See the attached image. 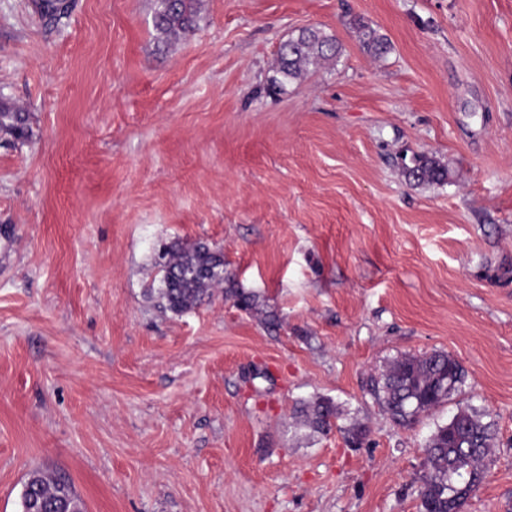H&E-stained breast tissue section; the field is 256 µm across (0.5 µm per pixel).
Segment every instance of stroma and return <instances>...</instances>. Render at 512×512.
<instances>
[{
    "label": "stroma",
    "instance_id": "1",
    "mask_svg": "<svg viewBox=\"0 0 512 512\" xmlns=\"http://www.w3.org/2000/svg\"><path fill=\"white\" fill-rule=\"evenodd\" d=\"M0 0V512L38 468L86 512H418L457 408L496 430L465 512H512V0ZM385 35L381 58L353 25ZM342 51L272 89L304 27ZM447 166L411 184L402 156ZM223 250L235 287L180 315L161 244ZM443 350L462 394L409 428L367 381ZM331 399L338 430L293 416ZM365 426L351 447L343 426ZM154 26L166 40L179 39L194 24L193 0H156Z\"/></svg>",
    "mask_w": 512,
    "mask_h": 512
}]
</instances>
